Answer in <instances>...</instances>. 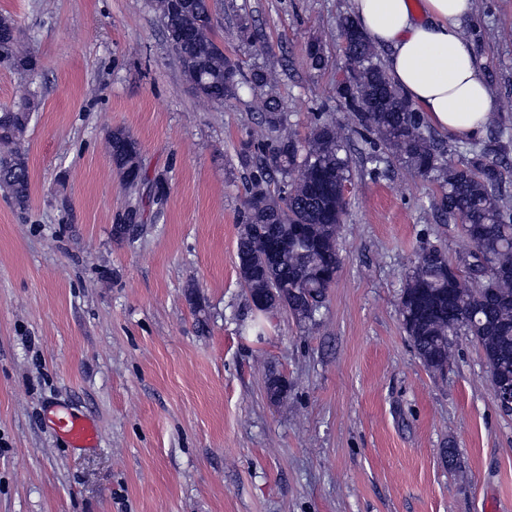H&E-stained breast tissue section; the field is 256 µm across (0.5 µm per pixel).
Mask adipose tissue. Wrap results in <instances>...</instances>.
<instances>
[{
  "instance_id": "1",
  "label": "adipose tissue",
  "mask_w": 512,
  "mask_h": 512,
  "mask_svg": "<svg viewBox=\"0 0 512 512\" xmlns=\"http://www.w3.org/2000/svg\"><path fill=\"white\" fill-rule=\"evenodd\" d=\"M369 40L386 50L392 82L427 121L457 138L479 137L493 94L462 25L472 0H350Z\"/></svg>"
}]
</instances>
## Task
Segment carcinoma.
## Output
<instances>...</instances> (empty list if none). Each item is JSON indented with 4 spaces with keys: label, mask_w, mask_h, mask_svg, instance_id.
<instances>
[{
    "label": "carcinoma",
    "mask_w": 512,
    "mask_h": 512,
    "mask_svg": "<svg viewBox=\"0 0 512 512\" xmlns=\"http://www.w3.org/2000/svg\"><path fill=\"white\" fill-rule=\"evenodd\" d=\"M167 42L181 63L185 79L196 81L202 96L224 103L236 98L239 86L270 82L258 70L245 78L238 61L216 40L211 0H183L171 14L168 0H153ZM0 34V60L23 71L37 68L36 58L20 46L21 30ZM346 78L336 87L346 121L317 115L300 138L287 124L273 97H259V129L242 145V164L251 169L244 185V208L236 243L237 269L256 312L241 325L243 336H263L262 317L283 309L298 322L318 325L317 315L340 269L338 232L347 210L344 186L350 181L348 145L357 134L368 145L366 162L377 174L386 158L399 161L417 178L438 184L443 223L463 224L474 250L453 262L442 248L417 254L403 284L399 314L402 327L427 371L442 375L452 360L451 337L463 333L484 351L490 381L512 383V136L493 127L487 141L467 155L446 148L419 112L391 81L378 50L355 19H339ZM35 92L0 108V187L19 208L31 194L28 157L22 147L34 108ZM112 163L132 197L118 215L115 235L127 239L142 220V200L134 197L144 184L160 216L167 192L164 177L148 179L138 141L124 129L106 133ZM281 377H273L266 393L276 403L287 394Z\"/></svg>",
    "instance_id": "obj_1"
}]
</instances>
